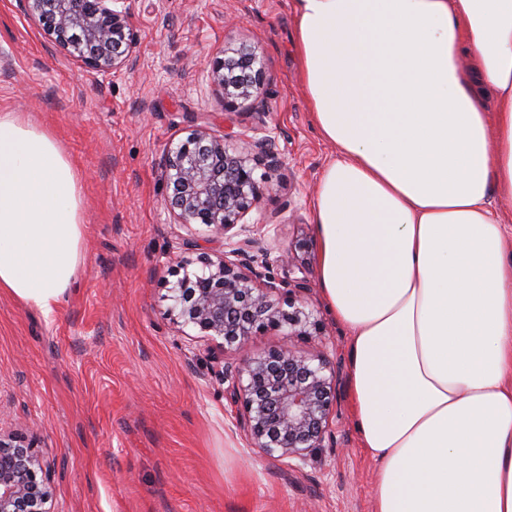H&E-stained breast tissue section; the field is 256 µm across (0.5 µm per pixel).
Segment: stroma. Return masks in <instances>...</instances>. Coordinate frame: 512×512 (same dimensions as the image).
<instances>
[{
    "label": "stroma",
    "instance_id": "obj_1",
    "mask_svg": "<svg viewBox=\"0 0 512 512\" xmlns=\"http://www.w3.org/2000/svg\"><path fill=\"white\" fill-rule=\"evenodd\" d=\"M293 0H126L133 68L110 78L62 54L0 0V112L49 127L80 173L85 260L52 315L0 292V427L36 437L54 470V512H372L376 464L349 394V336L328 313L317 252L303 297L318 336L270 331L249 352L327 354L340 375L336 449L298 471L260 457L224 397L221 366L168 316L165 280L184 241L209 237L164 207L161 161L190 125L224 127L206 59L225 42L265 61V128L283 164L247 220L261 247L315 238L312 197L336 155L296 77Z\"/></svg>",
    "mask_w": 512,
    "mask_h": 512
}]
</instances>
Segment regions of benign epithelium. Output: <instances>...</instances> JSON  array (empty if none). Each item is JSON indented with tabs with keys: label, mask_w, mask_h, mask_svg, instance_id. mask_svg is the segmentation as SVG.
<instances>
[{
	"label": "benign epithelium",
	"mask_w": 512,
	"mask_h": 512,
	"mask_svg": "<svg viewBox=\"0 0 512 512\" xmlns=\"http://www.w3.org/2000/svg\"><path fill=\"white\" fill-rule=\"evenodd\" d=\"M125 0H18L25 15L70 59L107 77L131 64L134 23ZM210 80L224 101V132L207 123L170 143L162 163L168 193L164 205L179 224H203L223 249L196 241L175 255L173 277L166 281L168 315L179 330L188 327L214 343L220 355L244 351L253 337L268 330L287 336H312L313 314L293 296L309 289L298 253L311 241L295 239L273 252L258 246L246 225L272 190L255 171L281 164L276 139L234 131V115L259 107L264 67L249 47H224L211 63ZM284 270L278 278L274 267ZM224 395L250 447L260 455L288 461L296 470L324 448L336 445L332 423L338 416L339 383L335 368L321 354L270 349L224 363ZM51 469L37 442L0 428V512H52Z\"/></svg>",
	"instance_id": "7a95c632"
}]
</instances>
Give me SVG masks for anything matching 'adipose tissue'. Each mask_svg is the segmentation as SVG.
Listing matches in <instances>:
<instances>
[{"instance_id": "ef3b65f1", "label": "adipose tissue", "mask_w": 512, "mask_h": 512, "mask_svg": "<svg viewBox=\"0 0 512 512\" xmlns=\"http://www.w3.org/2000/svg\"><path fill=\"white\" fill-rule=\"evenodd\" d=\"M336 156L312 207L374 512H512V0H294ZM53 133L0 112V291L52 314L85 251Z\"/></svg>"}]
</instances>
